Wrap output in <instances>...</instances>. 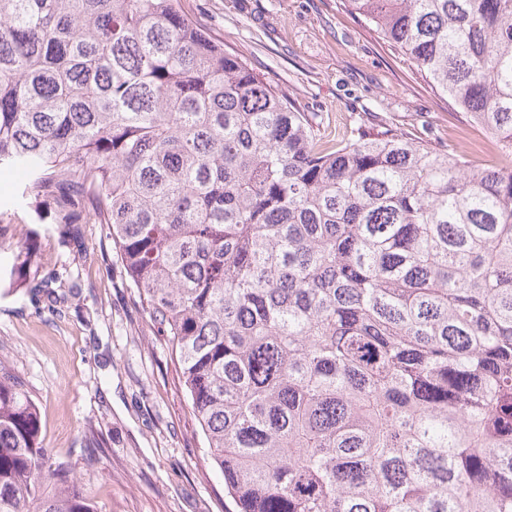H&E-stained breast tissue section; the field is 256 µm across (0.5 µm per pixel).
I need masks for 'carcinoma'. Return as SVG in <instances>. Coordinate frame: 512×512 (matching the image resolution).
Segmentation results:
<instances>
[{
  "instance_id": "cac0c4a2",
  "label": "carcinoma",
  "mask_w": 512,
  "mask_h": 512,
  "mask_svg": "<svg viewBox=\"0 0 512 512\" xmlns=\"http://www.w3.org/2000/svg\"><path fill=\"white\" fill-rule=\"evenodd\" d=\"M345 2L497 162L322 131L181 0H0V170L106 229L234 512H512V0ZM0 512H94L1 362Z\"/></svg>"
}]
</instances>
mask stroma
Wrapping results in <instances>:
<instances>
[{
  "label": "stroma",
  "mask_w": 512,
  "mask_h": 512,
  "mask_svg": "<svg viewBox=\"0 0 512 512\" xmlns=\"http://www.w3.org/2000/svg\"><path fill=\"white\" fill-rule=\"evenodd\" d=\"M226 50L323 125L392 129L477 166L498 155L480 125L342 0H182ZM80 258L52 236L37 261L49 284L21 299L0 279V362L21 376L41 438L68 461L96 512H227L224 479L154 331L99 225Z\"/></svg>",
  "instance_id": "35a3bbf8"
}]
</instances>
